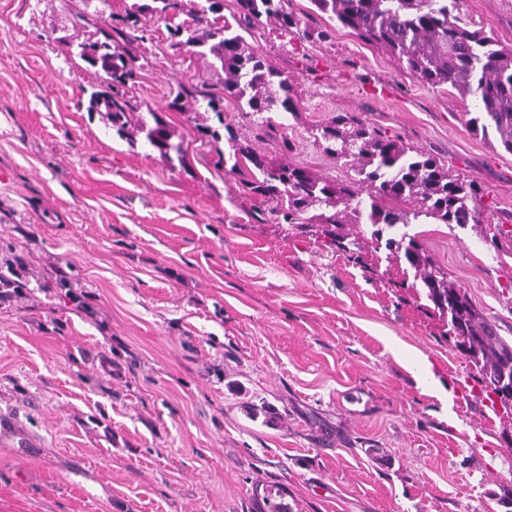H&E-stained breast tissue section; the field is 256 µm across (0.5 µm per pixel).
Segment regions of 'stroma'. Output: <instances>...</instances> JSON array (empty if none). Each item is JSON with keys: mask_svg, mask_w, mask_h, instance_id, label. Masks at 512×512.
I'll return each instance as SVG.
<instances>
[{"mask_svg": "<svg viewBox=\"0 0 512 512\" xmlns=\"http://www.w3.org/2000/svg\"><path fill=\"white\" fill-rule=\"evenodd\" d=\"M138 0H0V512H512V410L455 346L448 318L368 219L282 224L214 165L210 60L173 45L185 13L139 16L129 95L162 108L185 153L88 112L100 73L75 42ZM312 42L247 43L291 77L290 162L346 181L313 131L339 113L398 136L483 193L482 221L399 225L512 343V153L470 101L421 84L311 0ZM512 45V0H465ZM502 225L499 246L484 222Z\"/></svg>", "mask_w": 512, "mask_h": 512, "instance_id": "obj_1", "label": "stroma"}]
</instances>
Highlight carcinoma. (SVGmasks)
Segmentation results:
<instances>
[{"label": "carcinoma", "mask_w": 512, "mask_h": 512, "mask_svg": "<svg viewBox=\"0 0 512 512\" xmlns=\"http://www.w3.org/2000/svg\"><path fill=\"white\" fill-rule=\"evenodd\" d=\"M323 13H330L344 28L394 57L417 81L432 88L451 87L476 102L475 116L468 120L474 130L492 126L503 148L512 152V47L499 44L466 13L464 0H311ZM236 25L244 31L273 22L287 33L323 40L329 31L309 29L303 18L289 8V0H238ZM187 11L203 33L181 25L168 28L170 38L194 54L213 57L212 68L224 73V96L207 95L206 106L218 125L202 133L218 143L229 136L233 163L216 150V164L236 175L243 188L277 201L276 213L285 224H357L364 206L370 207V224L376 226V241L385 248L404 250L406 261L422 271L428 296L448 315L449 335L480 366L482 382L503 404L512 403V344L499 336L475 309L471 299L449 284L439 269L431 266L419 244L391 235L400 224L425 217L438 224L464 227L481 223L480 187L452 174L439 159L414 152L399 139L367 128L346 113L315 128V139L324 150L352 167L357 175L349 183L320 178L304 168L257 153L240 141L224 123V97L245 104V115L256 118L263 132L276 129L273 112L294 114L297 104L291 94L292 80L269 59L248 46L233 25L224 21L221 8L198 9L195 0H151L137 12ZM79 57L101 71L106 89L90 94L88 111L104 113L122 133L134 107L127 87L135 83L134 58L112 43V35L77 44ZM148 109L149 125L139 119L144 143L163 157L183 154L181 143L159 115Z\"/></svg>", "instance_id": "1"}]
</instances>
